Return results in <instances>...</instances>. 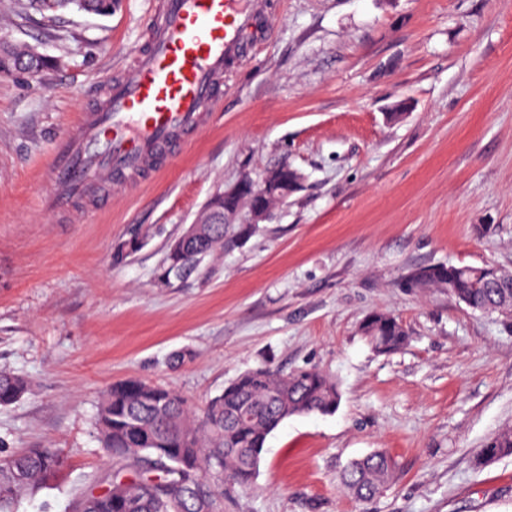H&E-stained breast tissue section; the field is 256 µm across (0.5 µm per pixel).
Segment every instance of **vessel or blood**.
<instances>
[{
	"instance_id": "1",
	"label": "vessel or blood",
	"mask_w": 512,
	"mask_h": 512,
	"mask_svg": "<svg viewBox=\"0 0 512 512\" xmlns=\"http://www.w3.org/2000/svg\"><path fill=\"white\" fill-rule=\"evenodd\" d=\"M258 0H160L146 44L108 77L93 109L55 147L47 203L67 213L136 186L208 123L226 68L256 32Z\"/></svg>"
}]
</instances>
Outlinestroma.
I'll return each instance as SVG.
<instances>
[{
  "mask_svg": "<svg viewBox=\"0 0 512 512\" xmlns=\"http://www.w3.org/2000/svg\"><path fill=\"white\" fill-rule=\"evenodd\" d=\"M264 11L268 32L226 73L208 126L107 207L61 217L43 204L50 154L144 43L154 0H116L108 17L0 0V38L51 61L0 77V368L31 383L0 406V458L64 460L19 512H68L107 470L95 417L112 382L199 407L264 366L319 368L340 402L283 422L224 512H512V457L476 462L512 421V325L405 286L429 265L512 271V0ZM284 160L303 186L256 235L166 276L169 244L213 195ZM374 311L402 320L406 349L364 341ZM377 449L397 463L389 487L349 497L340 472Z\"/></svg>",
  "mask_w": 512,
  "mask_h": 512,
  "instance_id": "stroma-1",
  "label": "stroma"
}]
</instances>
